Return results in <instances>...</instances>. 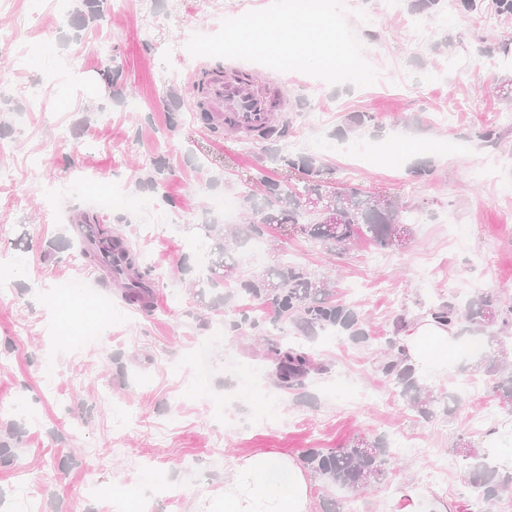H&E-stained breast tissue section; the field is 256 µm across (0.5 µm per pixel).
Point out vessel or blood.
<instances>
[{
	"mask_svg": "<svg viewBox=\"0 0 512 512\" xmlns=\"http://www.w3.org/2000/svg\"><path fill=\"white\" fill-rule=\"evenodd\" d=\"M288 101L286 82H279L268 90L252 91L233 73L211 83L206 106L211 127L251 134L266 126L272 107L287 106Z\"/></svg>",
	"mask_w": 512,
	"mask_h": 512,
	"instance_id": "vessel-or-blood-1",
	"label": "vessel or blood"
}]
</instances>
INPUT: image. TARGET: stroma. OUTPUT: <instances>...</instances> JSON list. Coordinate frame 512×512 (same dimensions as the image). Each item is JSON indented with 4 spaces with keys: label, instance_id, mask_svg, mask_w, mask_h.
I'll return each instance as SVG.
<instances>
[{
    "label": "stroma",
    "instance_id": "35a3bbf8",
    "mask_svg": "<svg viewBox=\"0 0 512 512\" xmlns=\"http://www.w3.org/2000/svg\"><path fill=\"white\" fill-rule=\"evenodd\" d=\"M269 0H129L119 12L104 0L99 15L75 25L83 0H66L60 17L27 33L22 77L12 47L0 46V256L11 262L10 297L0 300V512H114L119 483L142 497L143 512H220L224 476L234 461L258 453L303 457L358 438L406 436L424 455L391 450L382 479L351 492L315 476L313 512H391L406 484L428 487V473L448 481L434 490L448 512H468L469 449L486 431L468 421L482 400H496L480 356L452 353L447 375L425 381L436 403L425 419L382 374L380 355L396 322L426 303L492 294L512 302V67L482 68L512 22L485 26L482 16L419 12L412 36L377 0H357L348 23L370 64L386 63L368 87H333L298 73L290 104L272 137L215 132L194 117L202 58L184 65L192 34L215 33L223 19ZM120 71L114 85L105 76ZM331 108L314 125L320 98ZM465 104L454 125L435 114ZM364 124H356L355 116ZM64 125L68 138L43 145ZM497 127L496 145L480 130ZM395 133L404 153L390 164L342 149L379 147ZM293 158L295 167L285 166ZM312 161L332 189L395 199L416 214L401 249L372 244L326 251L306 237L269 228L263 250L237 248L232 278L202 286L213 243L206 224L223 222L215 198L231 195L245 221L246 197H263L264 179L295 186ZM119 203L101 209L94 196ZM59 221L44 220L47 211ZM97 216L122 236L151 284L149 304L128 303L118 284L88 262L75 221ZM286 264L332 278L331 298L351 309L366 340L348 332L306 334L294 319L240 293L241 284ZM88 288L64 293L62 283ZM260 327H241L243 317ZM295 343L324 367L301 386H278L264 356ZM479 376L483 395H458L461 379Z\"/></svg>",
    "mask_w": 512,
    "mask_h": 512
}]
</instances>
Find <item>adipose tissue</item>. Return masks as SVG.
Here are the masks:
<instances>
[{
  "label": "adipose tissue",
  "mask_w": 512,
  "mask_h": 512,
  "mask_svg": "<svg viewBox=\"0 0 512 512\" xmlns=\"http://www.w3.org/2000/svg\"><path fill=\"white\" fill-rule=\"evenodd\" d=\"M458 331L426 315L409 323L402 360L420 375L448 368ZM313 481L303 465L285 455L257 454L238 460L224 480L223 512H311Z\"/></svg>",
  "instance_id": "obj_1"
}]
</instances>
